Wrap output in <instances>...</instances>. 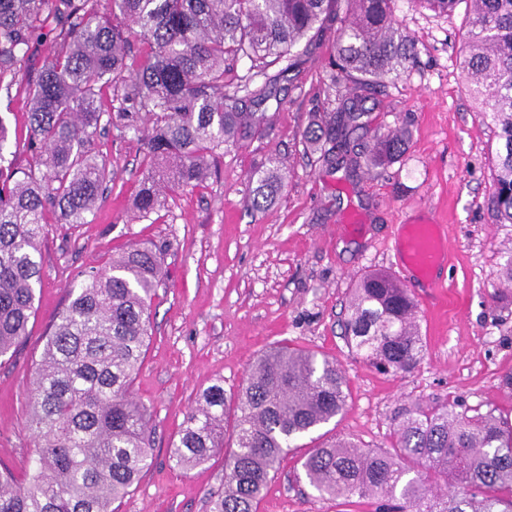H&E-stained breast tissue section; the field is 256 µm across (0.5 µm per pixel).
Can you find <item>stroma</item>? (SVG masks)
I'll use <instances>...</instances> for the list:
<instances>
[{"label": "stroma", "mask_w": 512, "mask_h": 512, "mask_svg": "<svg viewBox=\"0 0 512 512\" xmlns=\"http://www.w3.org/2000/svg\"><path fill=\"white\" fill-rule=\"evenodd\" d=\"M396 17L416 58L374 88L364 107L370 127L403 128L409 146L389 165L346 174L318 162L302 139L309 117L336 110L347 83L331 81L336 33L324 30L312 54L262 104L274 119L253 139L224 148L201 185L173 190L152 221L133 217L145 146L115 129L93 136L112 180L89 223L50 224L42 283L29 334L0 365V464L17 480L29 474L34 438L26 426L27 391L43 336L68 286L103 267L129 244L165 249L166 278L152 301L149 347L134 394L150 412L153 462L122 499L119 512H208L224 485V458L185 471L167 448L200 391H236L249 365L276 344L312 350L344 372L348 406L324 426L326 440L386 448L400 408L461 401L512 418V396L498 387L512 370V300H499L501 253L512 224L497 223L491 156L493 128L462 72L466 7L449 14L418 0H395ZM285 161L286 187L266 209L252 206L251 176L269 159ZM359 216L356 224L348 216ZM445 225L450 257L435 287L416 286L425 341L418 367L384 374L344 339L345 305L360 274L399 275L395 242L405 224ZM258 512H375L358 499H320L294 458L269 483Z\"/></svg>", "instance_id": "obj_1"}]
</instances>
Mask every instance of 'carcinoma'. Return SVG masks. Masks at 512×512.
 I'll return each mask as SVG.
<instances>
[{"mask_svg":"<svg viewBox=\"0 0 512 512\" xmlns=\"http://www.w3.org/2000/svg\"><path fill=\"white\" fill-rule=\"evenodd\" d=\"M394 0H0V87L19 84L27 58L46 38L57 50L27 83V134L11 139L0 116L4 150L32 154L34 168L0 165V359L28 336L41 283V243L48 219L85 224L111 171L90 135L114 127L144 142L148 163L134 217L149 221L166 193L194 186L224 146L269 123L262 104L279 76L295 70L318 35L335 23L332 70L351 97L311 120L307 147L332 169L375 168L405 151L403 131L368 134L365 92L399 75L414 47L394 17ZM462 70L484 116L494 124L495 211L512 224V0H467ZM142 51L131 52V37ZM247 58L255 72L229 92L224 70ZM112 90L110 112L99 92ZM243 96H238V93ZM252 189L261 209L285 189L283 162L269 160ZM498 279L512 284V248ZM164 251L130 245L71 286L44 336L27 395V426L36 448L29 477L0 471V512H118L152 462L147 407L133 393L150 337L153 297L164 280ZM351 350L379 369L409 372L424 341L416 304L391 275L355 281L344 324ZM347 407L335 361L278 345L251 365L228 394L215 383L198 394L169 460L185 470L224 453V489L208 512H257L268 483L296 441ZM389 448L338 439L301 457L323 499L367 498L379 512H512V421L491 408L412 403L399 415Z\"/></svg>","mask_w":512,"mask_h":512,"instance_id":"cac0c4a2","label":"carcinoma"}]
</instances>
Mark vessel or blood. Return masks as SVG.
<instances>
[{
	"instance_id": "obj_1",
	"label": "vessel or blood",
	"mask_w": 512,
	"mask_h": 512,
	"mask_svg": "<svg viewBox=\"0 0 512 512\" xmlns=\"http://www.w3.org/2000/svg\"><path fill=\"white\" fill-rule=\"evenodd\" d=\"M396 250L400 266L414 280L429 284L445 261L447 244L440 225L406 224L398 237Z\"/></svg>"
}]
</instances>
